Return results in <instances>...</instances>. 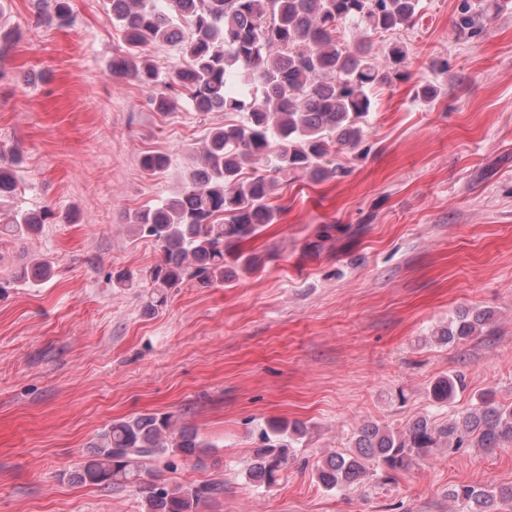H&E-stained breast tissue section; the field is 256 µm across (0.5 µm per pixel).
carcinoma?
<instances>
[{"label":"carcinoma","mask_w":512,"mask_h":512,"mask_svg":"<svg viewBox=\"0 0 512 512\" xmlns=\"http://www.w3.org/2000/svg\"><path fill=\"white\" fill-rule=\"evenodd\" d=\"M109 2L112 22L126 42L124 56L112 70L130 73L152 90L154 110L169 111L173 95L184 94L199 112L240 116L211 129L203 166L188 174L177 197L133 216L134 231L162 250L161 260L145 273L153 288L149 309L164 302L167 290L185 283L210 288L240 271H258L261 258L244 253L240 244L277 219L282 210L273 201L278 186L348 174L345 165L329 167L325 159L361 146L365 118L374 108L371 89L409 78L403 47L392 44L378 56L372 38L411 25L422 9L421 0ZM501 9L502 0H460L454 27L477 36ZM348 28L359 31L352 44L341 38ZM156 45L180 46L186 64L161 70L145 55ZM168 165L169 158L161 153L141 159L149 176L165 172ZM247 168L252 169L248 177ZM17 188L16 172L0 165V234L23 237L44 218L10 208ZM492 318L486 310H462L428 340L467 344ZM464 390L465 377L455 372L432 384L429 399L449 405ZM271 433L248 468L250 480L265 487L288 465L306 426L273 425ZM505 443L512 444V403L502 404L486 391L470 410L444 422L426 414L403 430L359 427L348 449L326 455L318 480L326 489L342 490L378 472L390 478L442 449L491 450ZM205 447L196 430L171 413L133 416L104 428L95 451L74 476L103 488L136 484L147 461L169 453L196 457ZM216 491L212 484L150 487L145 512H195ZM448 498L462 503L466 512H505L512 508V485H459L448 491Z\"/></svg>","instance_id":"1"}]
</instances>
